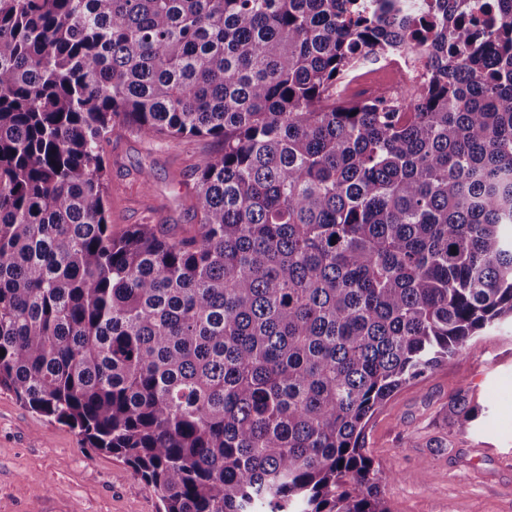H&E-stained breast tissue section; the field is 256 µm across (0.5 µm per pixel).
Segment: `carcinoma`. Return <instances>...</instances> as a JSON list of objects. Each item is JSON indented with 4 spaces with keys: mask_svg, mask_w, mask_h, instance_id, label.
<instances>
[{
    "mask_svg": "<svg viewBox=\"0 0 512 512\" xmlns=\"http://www.w3.org/2000/svg\"><path fill=\"white\" fill-rule=\"evenodd\" d=\"M117 127L222 144L198 224L112 232ZM509 317L512 0H0V386L162 512H391L371 416ZM375 64L377 71L386 76L375 97L392 100L400 97L403 87L411 88L415 76L407 58L388 56L378 59Z\"/></svg>",
    "mask_w": 512,
    "mask_h": 512,
    "instance_id": "cac0c4a2",
    "label": "carcinoma"
}]
</instances>
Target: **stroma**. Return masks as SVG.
I'll return each instance as SVG.
<instances>
[{"mask_svg":"<svg viewBox=\"0 0 512 512\" xmlns=\"http://www.w3.org/2000/svg\"><path fill=\"white\" fill-rule=\"evenodd\" d=\"M221 148L205 137L150 142L115 129L102 144L113 232L194 223L195 170ZM461 388L480 410L464 435L448 425V398ZM366 451L393 512H512V321L481 333L467 355L388 399L366 428ZM159 508L123 458L91 448L78 430L0 387V512Z\"/></svg>","mask_w":512,"mask_h":512,"instance_id":"1","label":"stroma"}]
</instances>
